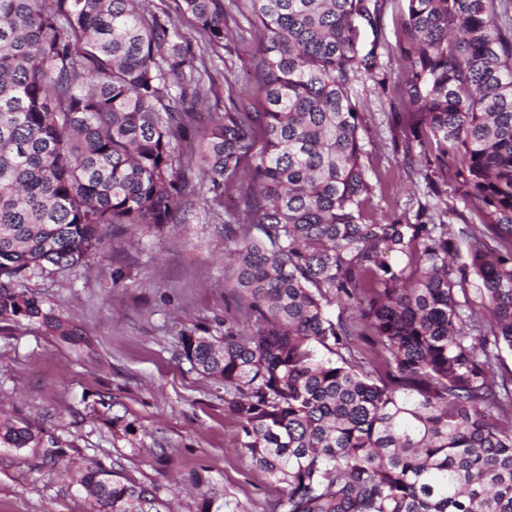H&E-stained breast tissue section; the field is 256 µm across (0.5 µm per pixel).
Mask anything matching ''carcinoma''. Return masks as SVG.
Instances as JSON below:
<instances>
[{
	"label": "carcinoma",
	"mask_w": 512,
	"mask_h": 512,
	"mask_svg": "<svg viewBox=\"0 0 512 512\" xmlns=\"http://www.w3.org/2000/svg\"><path fill=\"white\" fill-rule=\"evenodd\" d=\"M248 2L262 110L230 88L199 137L224 0H181L193 36L141 0H0V317L76 342L24 282L80 266L112 224L181 223L199 163L213 201L238 194L224 220L238 316L185 335L180 356L224 383L237 448L284 485L271 512H512V0H406L391 86L377 45L358 48L355 20L376 28L379 0ZM363 74L409 105L407 139L435 164L436 202L413 223L370 209ZM440 178L479 225L448 232ZM475 280L480 301L460 305ZM0 447L62 458L27 423L1 424ZM80 482L97 512H152L160 491L100 465Z\"/></svg>",
	"instance_id": "obj_1"
}]
</instances>
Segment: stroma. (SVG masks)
I'll return each instance as SVG.
<instances>
[{
    "mask_svg": "<svg viewBox=\"0 0 512 512\" xmlns=\"http://www.w3.org/2000/svg\"><path fill=\"white\" fill-rule=\"evenodd\" d=\"M224 10V46L206 54L204 109L214 114L224 111L228 81H254L258 57L246 0H224ZM406 18L405 0H383L377 28L362 31L394 80L404 66ZM354 90L376 182L372 205L414 218L433 195L424 155L406 148L410 110L369 76ZM188 179L184 223L108 227L102 251L82 266H50L26 281L45 308L83 328L90 352L60 342L37 320L0 317V423L27 421L67 452L51 471L36 449L0 447V512H95L77 478L96 462L160 487L157 512H201L211 488L222 494L223 512H271L281 497L282 485L236 450L223 383L191 372L178 356L184 332L222 335L232 306L220 206L207 202L199 169Z\"/></svg>",
    "mask_w": 512,
    "mask_h": 512,
    "instance_id": "obj_1",
    "label": "stroma"
}]
</instances>
